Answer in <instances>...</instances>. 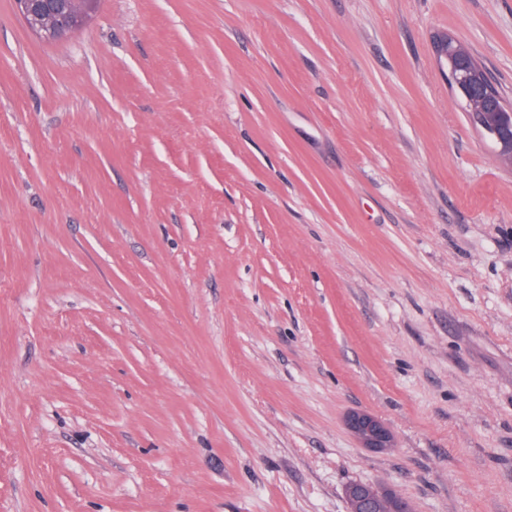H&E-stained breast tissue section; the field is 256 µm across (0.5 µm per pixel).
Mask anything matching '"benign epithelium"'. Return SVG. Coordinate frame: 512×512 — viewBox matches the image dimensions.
Returning <instances> with one entry per match:
<instances>
[{"label":"benign epithelium","instance_id":"1","mask_svg":"<svg viewBox=\"0 0 512 512\" xmlns=\"http://www.w3.org/2000/svg\"><path fill=\"white\" fill-rule=\"evenodd\" d=\"M14 4L26 27L44 42H54L63 31L75 28L71 20L57 17L47 0H14ZM451 41L452 38L445 36L437 40L435 49L448 68L455 95L467 108L470 124L501 160L512 165V105H506L501 97L491 91L477 65L465 70L458 67L456 51L448 48ZM347 426L364 448L383 450L393 447L392 432L371 413H350ZM385 496L395 501L397 512H409L405 500L390 488L385 494L365 483H353L345 489L349 512H379Z\"/></svg>","mask_w":512,"mask_h":512}]
</instances>
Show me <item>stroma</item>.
I'll list each match as a JSON object with an SVG mask.
<instances>
[{
	"instance_id": "35a3bbf8",
	"label": "stroma",
	"mask_w": 512,
	"mask_h": 512,
	"mask_svg": "<svg viewBox=\"0 0 512 512\" xmlns=\"http://www.w3.org/2000/svg\"><path fill=\"white\" fill-rule=\"evenodd\" d=\"M444 34L512 105V0H0V512H512V167ZM48 0H14L18 14L26 27L42 41L55 42L65 30L75 28L71 20L62 19L55 15ZM454 41L445 36L437 40L435 49L437 56L448 68V76L456 97L465 105L470 124L477 129L483 139L492 146L500 160L512 165V105L505 104L503 99L493 93L484 80L481 70L472 60L473 65L465 70L459 69L456 51L449 49L447 44ZM484 97L494 98L498 103L499 112L489 117L482 112L481 104ZM477 107V109H475ZM347 426L364 448L383 450L393 447V435L388 426L375 415L365 411L351 412ZM383 493L365 483L350 484L345 489L349 512H378L379 509L380 512H392V501L389 499L384 500L380 507Z\"/></svg>"
}]
</instances>
